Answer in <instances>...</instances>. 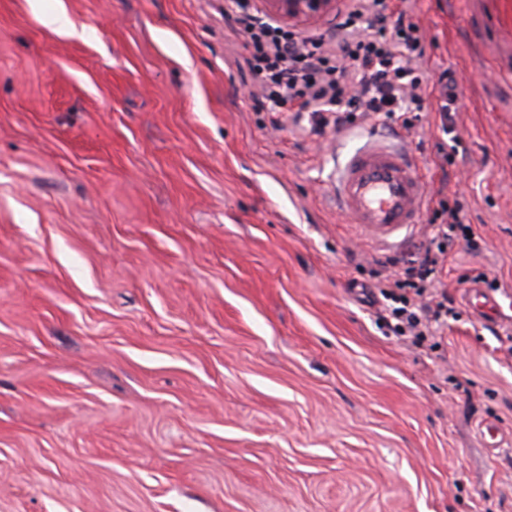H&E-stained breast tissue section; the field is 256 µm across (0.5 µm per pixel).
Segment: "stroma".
Wrapping results in <instances>:
<instances>
[{
	"mask_svg": "<svg viewBox=\"0 0 512 512\" xmlns=\"http://www.w3.org/2000/svg\"><path fill=\"white\" fill-rule=\"evenodd\" d=\"M226 6L0 0V512H512V356L460 282L512 323V9L413 8L462 151L429 108L404 143L481 240L429 348L377 328L385 246L331 191L384 123L273 126ZM466 298L479 317L495 316L499 312L498 302L479 282L468 288Z\"/></svg>",
	"mask_w": 512,
	"mask_h": 512,
	"instance_id": "stroma-1",
	"label": "stroma"
}]
</instances>
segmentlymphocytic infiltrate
I'll return each instance as SVG.
<instances>
[{
    "label": "lymphocytic infiltrate",
    "mask_w": 512,
    "mask_h": 512,
    "mask_svg": "<svg viewBox=\"0 0 512 512\" xmlns=\"http://www.w3.org/2000/svg\"><path fill=\"white\" fill-rule=\"evenodd\" d=\"M231 2L263 92L257 109L307 113L317 135L366 118L391 120L409 132L434 96L443 133L454 134L457 81L449 70L433 81L424 76L425 35L412 19V0H348L330 31L312 35L251 13L248 0ZM428 224L429 233L409 256L372 261L374 286L385 299L379 322L416 345L447 326L453 312L441 277L456 240H464L468 251L479 248L459 200L439 196L428 209Z\"/></svg>",
    "instance_id": "lymphocytic-infiltrate-1"
}]
</instances>
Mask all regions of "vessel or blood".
Listing matches in <instances>:
<instances>
[{"mask_svg": "<svg viewBox=\"0 0 512 512\" xmlns=\"http://www.w3.org/2000/svg\"><path fill=\"white\" fill-rule=\"evenodd\" d=\"M334 194L350 223L375 240L393 245L421 223L428 181L401 145L373 132L338 166ZM466 298L479 317L499 312L496 299L481 283H473Z\"/></svg>", "mask_w": 512, "mask_h": 512, "instance_id": "1", "label": "vessel or blood"}]
</instances>
